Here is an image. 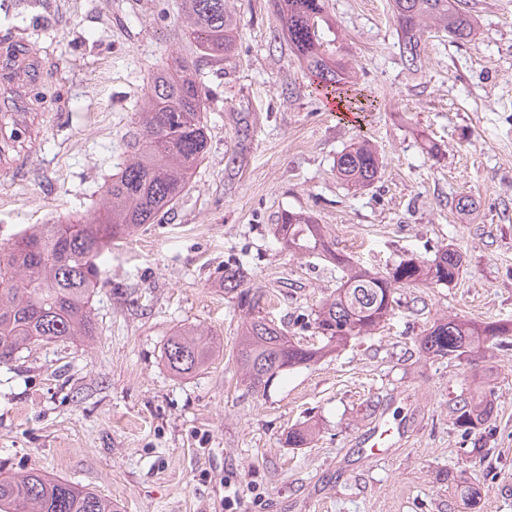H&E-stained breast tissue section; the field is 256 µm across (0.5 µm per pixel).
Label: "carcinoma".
Wrapping results in <instances>:
<instances>
[{"label":"carcinoma","mask_w":512,"mask_h":512,"mask_svg":"<svg viewBox=\"0 0 512 512\" xmlns=\"http://www.w3.org/2000/svg\"><path fill=\"white\" fill-rule=\"evenodd\" d=\"M289 48L305 65L316 89L338 98L349 112H365L370 104L347 88L350 68L335 58V40L326 38L334 23L326 0H270ZM393 20L401 33L402 56L408 69L421 60L424 35L430 28L455 41L470 42L476 20L464 0H392ZM185 35L197 54L218 63L234 55L237 22L226 0H182ZM208 86L197 65L181 61L172 72L151 75L137 113L132 155L119 173L105 183L101 206L64 224H42L0 244V364L38 341L96 335L91 301L97 289L102 258L112 240L129 236L181 196L207 153L205 102ZM21 138L17 122L0 113V142ZM338 173L362 189L378 179L382 163L364 142L336 159ZM279 234L288 249L318 251L328 261L349 269L336 295L314 313L313 325L325 344L302 346L266 318L255 314L259 300L240 292L252 316L243 323L236 362L254 390L278 373L307 365L336 351L348 340L381 327L394 312V291L404 285H446L462 266L461 254L446 245L431 261L403 258L383 271L350 266L349 257L331 248L324 227L303 212L281 211ZM241 268L224 270V288L243 286ZM512 335V324L475 323L456 317L434 325L423 336V349L434 356H471L501 344ZM217 352L209 332L189 327L171 335L164 350L168 368L177 375L195 373ZM494 412L484 399H463L455 407L456 423L467 430L486 424ZM0 512H114L112 502L66 480L40 472L0 478Z\"/></svg>","instance_id":"carcinoma-1"}]
</instances>
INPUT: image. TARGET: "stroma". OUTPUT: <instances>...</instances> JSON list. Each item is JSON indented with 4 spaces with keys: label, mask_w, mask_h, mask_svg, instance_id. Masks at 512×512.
Segmentation results:
<instances>
[{
    "label": "stroma",
    "mask_w": 512,
    "mask_h": 512,
    "mask_svg": "<svg viewBox=\"0 0 512 512\" xmlns=\"http://www.w3.org/2000/svg\"><path fill=\"white\" fill-rule=\"evenodd\" d=\"M327 2L337 50L376 110L330 111L269 0H229L234 56L221 68L199 62L208 153L172 209L113 241L92 302L96 336L0 364V475L45 472L118 512H464L455 477L479 488V512H512V340L476 358L420 347L449 317L512 322V0H467L475 40L427 34L416 72L401 61L392 0ZM27 4L17 25L0 0V39L37 42L55 74L35 89V152L0 170V243L97 208L130 154L150 73L194 58L181 0ZM363 141L383 167L356 190L336 158ZM463 195L474 211L455 210ZM285 209L314 214L334 249L365 267L431 259L446 245L461 253L460 273L446 286L399 288L374 334L251 389L235 358L246 310L224 289L225 266L243 267L267 318L304 345L316 343L313 313L343 277L283 245ZM198 324L219 352L175 375L164 345ZM479 392L495 413L464 431L455 401ZM380 417L404 437L375 458L361 442ZM306 425L313 442L288 446V431Z\"/></svg>",
    "instance_id": "stroma-1"
}]
</instances>
